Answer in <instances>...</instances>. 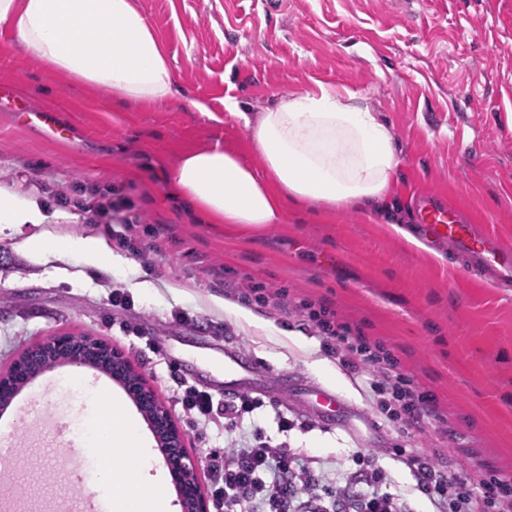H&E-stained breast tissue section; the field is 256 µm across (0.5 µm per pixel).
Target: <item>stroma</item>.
Segmentation results:
<instances>
[{
  "instance_id": "1",
  "label": "stroma",
  "mask_w": 512,
  "mask_h": 512,
  "mask_svg": "<svg viewBox=\"0 0 512 512\" xmlns=\"http://www.w3.org/2000/svg\"><path fill=\"white\" fill-rule=\"evenodd\" d=\"M172 63L175 94L126 104L73 83L27 56L0 28V193L37 204V224L0 228V374L58 334L89 336L129 360L186 435L207 482V456L259 434L287 443L322 484L358 475L375 457L402 512H436L399 449L436 455L466 477L512 471V281L473 278L446 247L406 242L415 198L436 192L512 247V0H136ZM333 87L355 93L391 132L401 163L376 208L323 212L289 206L283 223L250 236L207 222L173 196L167 173L185 151L211 144L252 159L248 129L223 118L224 99L260 112L277 95ZM207 112L196 110V103ZM53 110L65 138L36 125ZM65 192L68 203L53 196ZM118 194L136 218L121 261L90 265L74 253L32 254L34 235L111 240L108 224H79L78 205ZM252 283L322 303L401 358L442 410L406 425L387 417L361 380L326 353L301 315L239 298ZM120 286L130 307L113 305ZM261 367L245 392L261 408L233 429L197 428L178 401L184 386L224 381V349ZM59 365L39 374L0 418L10 436L48 415L69 419L55 390ZM346 403L331 424L311 411L316 389ZM292 423L278 426L279 414ZM50 430L17 448L13 491L50 512H81Z\"/></svg>"
}]
</instances>
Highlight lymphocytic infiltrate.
I'll return each mask as SVG.
<instances>
[{"label": "lymphocytic infiltrate", "instance_id": "obj_1", "mask_svg": "<svg viewBox=\"0 0 512 512\" xmlns=\"http://www.w3.org/2000/svg\"><path fill=\"white\" fill-rule=\"evenodd\" d=\"M116 208L111 198H94L82 205L77 216L83 224L118 223L112 239L125 247L131 242L133 221L113 219ZM240 296L279 312H305L324 349L379 397L382 412L407 420L436 415L435 395L403 368L392 350L365 336L358 326L340 320L327 308L296 302L277 291L246 285ZM180 402L196 424L220 417L231 427L259 405L247 395L218 404L212 393L193 385L185 387ZM410 463L418 489L438 504L441 512H512L511 476L496 473L471 483L445 473L425 455L413 456ZM208 468L213 512H342L346 507L351 512H400L397 498L383 489L385 475L377 465L360 473L356 494H349L342 484L326 489L308 469L298 466L286 444L273 445L258 437L231 442L221 453L210 452Z\"/></svg>", "mask_w": 512, "mask_h": 512}]
</instances>
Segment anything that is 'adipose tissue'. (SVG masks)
<instances>
[{"mask_svg": "<svg viewBox=\"0 0 512 512\" xmlns=\"http://www.w3.org/2000/svg\"><path fill=\"white\" fill-rule=\"evenodd\" d=\"M0 26L31 57L72 82L136 104L174 95L168 54L134 0H0ZM224 110L249 129L262 170L215 144L184 153L169 173L179 195L215 224L259 233L281 223L291 204L375 206L400 165L386 126L346 92L320 86L287 93L255 116L228 97ZM26 247L32 253L74 252L92 264L111 256L97 237H32ZM111 419L110 440L121 454L103 466L97 491L126 486L123 496L112 499L114 512H167L162 496L128 482L150 461L136 420L117 401Z\"/></svg>", "mask_w": 512, "mask_h": 512, "instance_id": "obj_1", "label": "adipose tissue"}]
</instances>
